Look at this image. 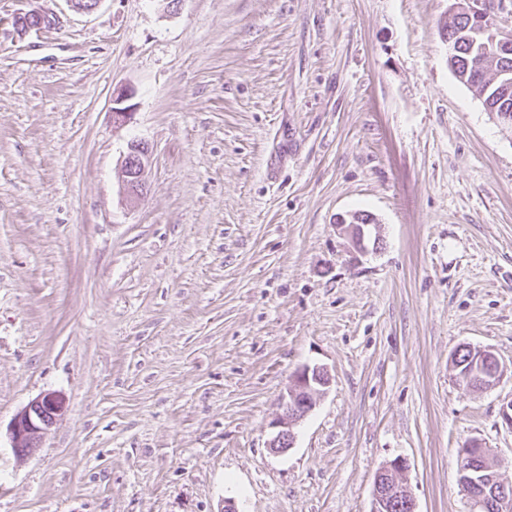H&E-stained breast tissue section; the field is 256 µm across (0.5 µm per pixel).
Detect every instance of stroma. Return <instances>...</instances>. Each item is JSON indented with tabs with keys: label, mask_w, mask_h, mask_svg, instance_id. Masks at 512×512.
Listing matches in <instances>:
<instances>
[{
	"label": "stroma",
	"mask_w": 512,
	"mask_h": 512,
	"mask_svg": "<svg viewBox=\"0 0 512 512\" xmlns=\"http://www.w3.org/2000/svg\"><path fill=\"white\" fill-rule=\"evenodd\" d=\"M448 5L33 0L59 23L22 36L0 0V512H370L398 457L418 512H469L473 440L512 482V136L448 66ZM357 210L381 250L338 233ZM463 344L506 365L492 388L458 387ZM46 393L65 410L17 458ZM133 97L134 91L129 88H124L119 90L117 93H113L112 102L115 106L112 107V114L116 122L127 123L132 119L135 114L134 110L136 104H124L132 100ZM152 151L145 142H132L127 153L123 155L120 165L125 172L121 181L120 193L129 199H138L143 195L145 183L144 172L151 162ZM331 378L323 366H304L291 377L287 393L282 396V413L276 421L278 431L269 443L275 454L287 452L294 444V428L315 405V397L330 386ZM63 411V398L54 393L38 397L19 411L8 428L14 454L22 459L41 448L44 435Z\"/></svg>",
	"instance_id": "stroma-1"
}]
</instances>
